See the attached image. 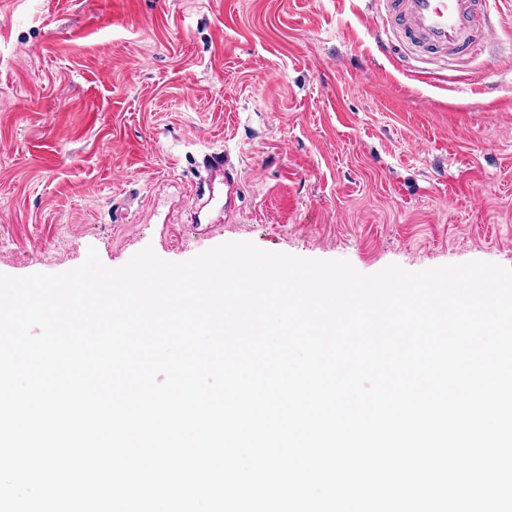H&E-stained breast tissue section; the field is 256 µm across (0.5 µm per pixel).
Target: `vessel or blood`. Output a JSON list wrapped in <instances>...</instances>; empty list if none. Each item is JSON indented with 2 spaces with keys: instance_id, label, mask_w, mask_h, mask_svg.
<instances>
[{
  "instance_id": "obj_1",
  "label": "vessel or blood",
  "mask_w": 512,
  "mask_h": 512,
  "mask_svg": "<svg viewBox=\"0 0 512 512\" xmlns=\"http://www.w3.org/2000/svg\"><path fill=\"white\" fill-rule=\"evenodd\" d=\"M491 0H373L377 13L394 20L399 38L430 54L464 56L493 30L488 7ZM237 177L220 154L209 159L210 201L220 199L221 187H234Z\"/></svg>"
}]
</instances>
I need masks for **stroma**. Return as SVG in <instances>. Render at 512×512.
<instances>
[{"label": "stroma", "instance_id": "obj_1", "mask_svg": "<svg viewBox=\"0 0 512 512\" xmlns=\"http://www.w3.org/2000/svg\"><path fill=\"white\" fill-rule=\"evenodd\" d=\"M467 65L369 0H0V273L226 242L361 273L512 268V0ZM228 154L232 213L200 207Z\"/></svg>", "mask_w": 512, "mask_h": 512}]
</instances>
